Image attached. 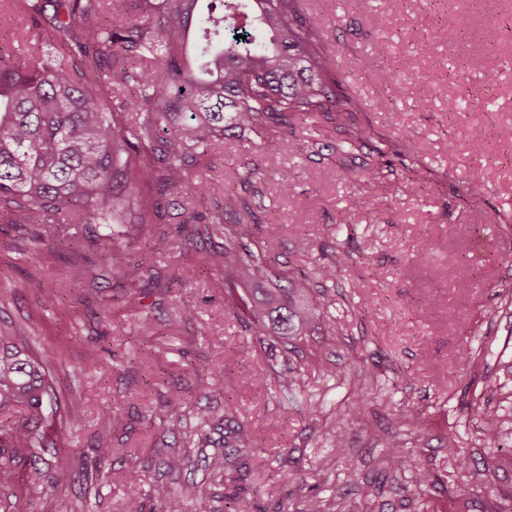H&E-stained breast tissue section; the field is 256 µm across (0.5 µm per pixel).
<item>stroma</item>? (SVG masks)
<instances>
[{"mask_svg":"<svg viewBox=\"0 0 512 512\" xmlns=\"http://www.w3.org/2000/svg\"><path fill=\"white\" fill-rule=\"evenodd\" d=\"M303 3L356 104L357 125L369 133L362 144L336 150L342 135L323 116L271 141L251 132L226 137L223 155L199 168L211 184L207 201L188 187L175 195L147 189V200L164 205L173 247L153 253L154 225L133 226L132 259L121 271L89 245L81 225L46 224L36 214L21 224L0 220V333L27 337L47 362L63 416L37 451L50 470L36 482L23 465L5 475L13 495L0 512H126L131 488L200 482L210 495L186 502L185 512H224L232 491L249 512H306L309 481L326 461L330 483L343 486L351 504L361 484H379L367 512H512V470L485 485L477 477L512 452V309L499 308L501 291L512 289V0ZM452 23L460 28L453 39ZM373 55L398 72L413 66L416 78L388 84L380 70L362 71L361 60ZM475 55L483 69L467 67ZM267 156L287 169L292 196L266 172L243 185L246 167ZM379 172L395 192L383 190ZM472 181L481 192L464 198ZM234 195L248 198L260 221L280 224L283 272H309L327 246L351 254L335 285L315 282L309 291L316 303L326 292L335 299L336 342L322 318L300 352L269 347L248 331L253 313L241 289L211 290L219 271L205 258L224 241L183 225L182 215ZM359 197L368 204L363 215L353 207ZM78 258L89 275L74 284L69 267ZM187 264L196 268L192 281H177ZM437 267L447 279L435 278ZM31 276L42 291L28 288ZM484 342L492 356L461 365V349ZM313 349L329 372L306 373L293 401L250 385L268 368L298 367ZM92 353L108 363L107 376L89 367ZM210 368L231 385L230 403L195 390L197 375ZM364 371L375 400L357 415L352 398ZM176 390L175 423L153 420ZM117 398L124 405L107 435L113 454L103 458L98 431ZM476 403L501 422V447H483L482 424L470 417ZM203 406L246 424L254 437L231 469L214 463L224 428L211 431L205 447L192 445ZM399 408L417 417V432L398 427ZM337 428L348 435L346 447L329 438ZM451 433L472 472L445 452ZM391 434L437 475L423 495L407 493L410 473L381 478ZM171 456L185 457V466L169 469ZM79 462L86 474L53 488V468Z\"/></svg>","mask_w":512,"mask_h":512,"instance_id":"1","label":"stroma"}]
</instances>
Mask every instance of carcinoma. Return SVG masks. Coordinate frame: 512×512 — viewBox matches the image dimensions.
<instances>
[{"label":"carcinoma","instance_id":"obj_1","mask_svg":"<svg viewBox=\"0 0 512 512\" xmlns=\"http://www.w3.org/2000/svg\"><path fill=\"white\" fill-rule=\"evenodd\" d=\"M24 22L18 45L0 47V220L38 212L47 223L82 224L88 242L105 252L112 268L129 264L125 224H152L161 208L147 210L143 187L155 182L173 193L187 184L210 197L196 171L197 159L224 153L232 129L276 134L321 114L344 130L353 147L367 138L356 126L355 102L339 93L340 81L318 33L302 15V0H7ZM145 15L143 24L139 16ZM130 98L114 102L112 91ZM235 220L224 211L204 232L224 237V248L207 261L247 286L253 308L252 335L285 345L307 336L317 308L310 278L334 282L350 256L342 251L315 263L312 276L270 270L279 248V225H265L261 240L249 226L256 215L247 198L235 200ZM305 370L254 383L286 393L300 388ZM216 373L197 376L208 397ZM55 392L44 362L25 336H0V414L24 411L22 423L0 427V469L31 465L42 475L36 448L44 447L46 410ZM224 441V464L251 448L243 424ZM484 446L500 445L488 419ZM381 473L397 477L407 451L395 436L386 441ZM415 490L434 483L432 471L413 464ZM203 484L180 493L153 488L144 509L141 490L127 499V512H183V502L203 499ZM309 512H353L342 493L310 500Z\"/></svg>","mask_w":512,"mask_h":512}]
</instances>
